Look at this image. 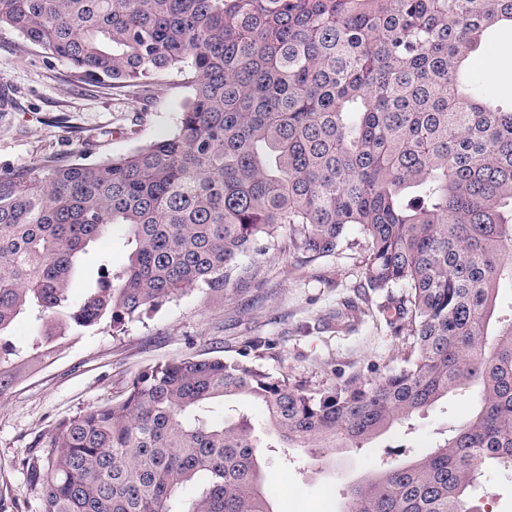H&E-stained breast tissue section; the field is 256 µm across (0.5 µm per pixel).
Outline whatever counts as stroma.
I'll return each mask as SVG.
<instances>
[{
	"label": "stroma",
	"mask_w": 512,
	"mask_h": 512,
	"mask_svg": "<svg viewBox=\"0 0 512 512\" xmlns=\"http://www.w3.org/2000/svg\"><path fill=\"white\" fill-rule=\"evenodd\" d=\"M512 29L492 35L480 65L482 79L512 99V56L500 54ZM0 169L37 170L46 156L71 159L87 151L98 161L129 152L171 132L186 89L164 86L150 107L132 94L72 81L67 63L0 29ZM364 240L350 229L335 255L312 260L294 250L282 230L268 250L242 259L239 272L215 296L196 290L166 303L125 332L107 326L78 329L36 371L0 396V512H40L25 463L46 456L38 439L56 423L120 394L145 368L186 354L240 357L256 339L270 341L260 363L271 374L315 388L357 375L374 379L399 367L411 341L389 324L390 297L367 290ZM366 295L370 315L344 304ZM475 408L472 393L449 395L409 423L393 426L361 449L317 454L290 449L292 464L266 456L275 512H338L342 492L380 462H410L431 451L443 433ZM484 512H512V470L487 473L476 491Z\"/></svg>",
	"instance_id": "35a3bbf8"
}]
</instances>
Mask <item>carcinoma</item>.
<instances>
[{"instance_id":"carcinoma-1","label":"carcinoma","mask_w":512,"mask_h":512,"mask_svg":"<svg viewBox=\"0 0 512 512\" xmlns=\"http://www.w3.org/2000/svg\"><path fill=\"white\" fill-rule=\"evenodd\" d=\"M504 26L512 0H0V28L88 85L147 102L175 75L188 90L160 140L0 172V336L23 313L45 327L22 360L0 342V395L74 326L224 294L285 226L313 259L358 226L367 286L405 289L394 316L411 336L398 368L315 389L247 352L149 367L28 460L41 512H274L263 450L360 448L463 388L478 410L350 485L343 512H484L473 488L512 470V314L496 317L512 289V110L474 66ZM116 237L126 264L73 299L86 249ZM240 395L266 433L214 416Z\"/></svg>"}]
</instances>
